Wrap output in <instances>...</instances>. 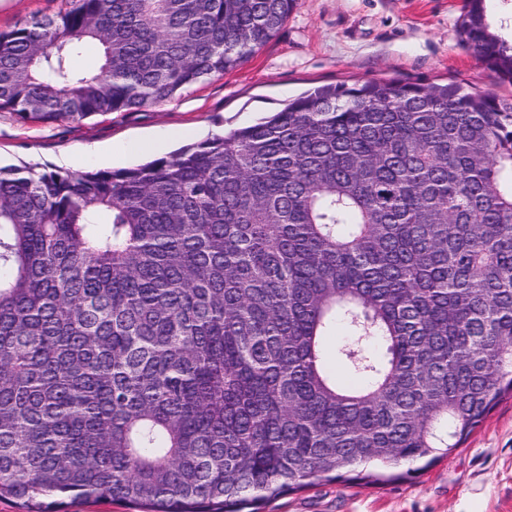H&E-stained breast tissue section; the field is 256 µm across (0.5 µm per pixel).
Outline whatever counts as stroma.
Returning <instances> with one entry per match:
<instances>
[{
    "label": "stroma",
    "instance_id": "1",
    "mask_svg": "<svg viewBox=\"0 0 512 512\" xmlns=\"http://www.w3.org/2000/svg\"><path fill=\"white\" fill-rule=\"evenodd\" d=\"M462 0H297L278 35L238 69L156 106L51 125L0 112V166L80 171L161 158L208 135L255 123L327 84L400 78L457 81L503 98L499 80L458 37ZM131 152L108 160L113 147ZM93 145L103 159L72 163ZM261 512H512V399L420 476L383 486L324 479L267 499Z\"/></svg>",
    "mask_w": 512,
    "mask_h": 512
}]
</instances>
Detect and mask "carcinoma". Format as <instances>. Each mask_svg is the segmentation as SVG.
<instances>
[{"instance_id":"obj_1","label":"carcinoma","mask_w":512,"mask_h":512,"mask_svg":"<svg viewBox=\"0 0 512 512\" xmlns=\"http://www.w3.org/2000/svg\"><path fill=\"white\" fill-rule=\"evenodd\" d=\"M485 2L461 42L512 83ZM296 4L64 0L0 32V111L160 105ZM506 397L512 98L339 83L133 168L0 167V498L24 512H260L322 477L409 480ZM69 512H129V509L119 501L105 498H89L76 501Z\"/></svg>"}]
</instances>
